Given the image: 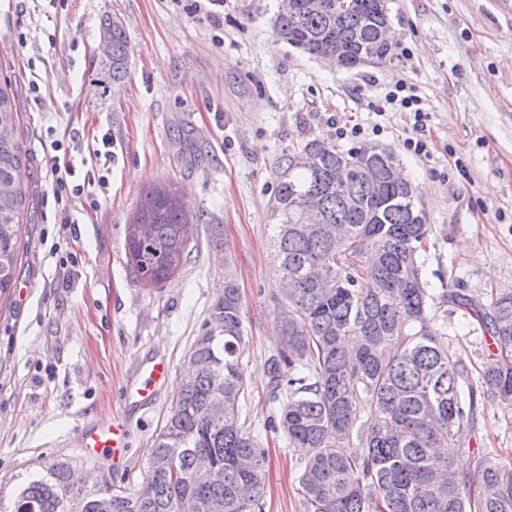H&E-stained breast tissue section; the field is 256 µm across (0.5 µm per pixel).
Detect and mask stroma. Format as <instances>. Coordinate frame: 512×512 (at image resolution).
Here are the masks:
<instances>
[{
    "label": "stroma",
    "instance_id": "35a3bbf8",
    "mask_svg": "<svg viewBox=\"0 0 512 512\" xmlns=\"http://www.w3.org/2000/svg\"><path fill=\"white\" fill-rule=\"evenodd\" d=\"M278 7L224 0L212 15L197 0H0V60L31 173L17 285L0 298V481L67 458L142 485L229 255L249 336L243 411L267 451L263 512H305L300 460L265 425L279 410L269 359L283 311L272 203L284 158L311 138L395 154L431 226L420 253L429 288L484 306L512 292V10L498 0H392L388 57L347 71L279 40ZM108 16L121 19L131 55L125 80L105 88L95 49ZM401 79L426 115L423 155L403 146L416 134L412 114L384 102ZM354 124L360 138L337 140V127ZM106 132L108 164L96 154ZM58 139L77 170L106 177L63 214L45 165ZM168 182L197 217L194 248L175 278L150 289L126 264V225L145 193ZM70 252L77 266L62 264ZM437 321L480 387L487 329L458 311ZM155 357L171 372L150 405L129 412L125 462L87 455L79 429L125 413L126 384ZM458 443L460 467L484 453L512 464V410L478 398Z\"/></svg>",
    "mask_w": 512,
    "mask_h": 512
}]
</instances>
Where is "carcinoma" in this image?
Segmentation results:
<instances>
[{
    "mask_svg": "<svg viewBox=\"0 0 512 512\" xmlns=\"http://www.w3.org/2000/svg\"><path fill=\"white\" fill-rule=\"evenodd\" d=\"M323 0L311 12L291 0L276 35L317 56L385 59L377 41L381 0ZM111 28L104 81H122L130 43L121 21ZM375 146L340 150L313 138L286 159L273 204L286 311L281 347L269 361L272 391L282 397L274 429L302 461L299 491L307 512H512V464L478 456L455 468L457 432L467 417L463 359L440 341L433 311L465 309L492 335L496 350L482 384L512 405V293L477 307L450 288L435 296L419 250L430 225L412 184L391 177ZM12 83L0 80V296L16 286L28 182ZM321 201V223H303L306 197ZM171 187L149 191L127 224V265L145 288H161L190 258L193 224ZM243 306L231 270L201 326L181 391L149 449V478L133 491L112 475L76 480L73 463L54 459L0 484V512H257L266 449L242 408L247 385ZM368 411L366 420L360 414Z\"/></svg>",
    "mask_w": 512,
    "mask_h": 512,
    "instance_id": "cac0c4a2",
    "label": "carcinoma"
}]
</instances>
